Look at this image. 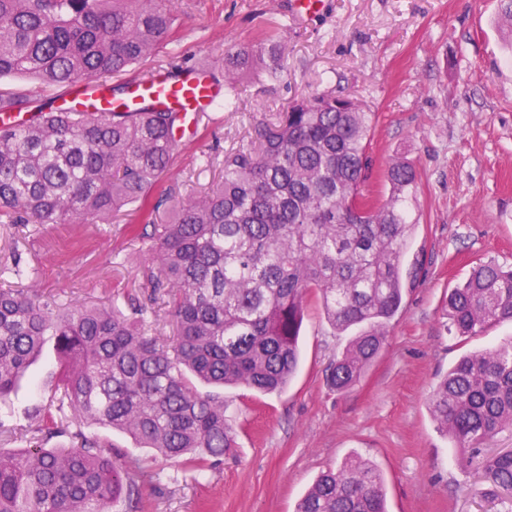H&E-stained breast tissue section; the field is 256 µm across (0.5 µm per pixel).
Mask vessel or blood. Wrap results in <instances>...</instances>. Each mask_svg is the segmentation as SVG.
Returning <instances> with one entry per match:
<instances>
[{"instance_id": "vessel-or-blood-1", "label": "vessel or blood", "mask_w": 512, "mask_h": 512, "mask_svg": "<svg viewBox=\"0 0 512 512\" xmlns=\"http://www.w3.org/2000/svg\"><path fill=\"white\" fill-rule=\"evenodd\" d=\"M224 101V89L198 71H186L183 77L171 78L166 71L155 72L152 80L131 84L121 97L110 96L100 81H85L76 93L60 96L56 105L62 109H82L93 104L101 114L135 111L153 106L185 112L188 121L198 113L215 112Z\"/></svg>"}]
</instances>
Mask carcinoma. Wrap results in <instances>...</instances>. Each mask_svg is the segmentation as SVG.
I'll return each instance as SVG.
<instances>
[{
  "instance_id": "cac0c4a2",
  "label": "carcinoma",
  "mask_w": 512,
  "mask_h": 512,
  "mask_svg": "<svg viewBox=\"0 0 512 512\" xmlns=\"http://www.w3.org/2000/svg\"><path fill=\"white\" fill-rule=\"evenodd\" d=\"M171 0H0V80L49 86L118 77L173 40ZM281 50L265 34L253 51L224 55V108L245 74ZM38 122L0 130V216L13 224H106L125 207L153 224L150 191L184 136L178 110L83 118L0 90ZM374 111L332 90L303 98L263 127L253 150L224 155L219 183L172 210L154 237L141 295L59 307L36 290L0 289V402L54 340L56 393L79 421L130 436L179 467L217 464L235 443L216 387L269 394L294 374L307 297L352 336L329 367L338 391L380 353L404 294L402 259L417 222L419 181L408 162L388 166L389 196L364 193ZM167 298L172 334L146 316ZM450 328L479 336L512 319V267L479 266L448 297ZM430 409L454 447L476 449L512 427V339L462 356L437 384ZM71 448L0 452V512L139 509L131 467L96 437ZM477 495L512 493V450L479 458ZM379 469L358 456L322 472L295 512H386Z\"/></svg>"
}]
</instances>
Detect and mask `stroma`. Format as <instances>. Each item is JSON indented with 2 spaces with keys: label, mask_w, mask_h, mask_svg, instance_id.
<instances>
[{
  "label": "stroma",
  "mask_w": 512,
  "mask_h": 512,
  "mask_svg": "<svg viewBox=\"0 0 512 512\" xmlns=\"http://www.w3.org/2000/svg\"><path fill=\"white\" fill-rule=\"evenodd\" d=\"M290 0H176L177 42L160 57L224 73V55L262 31L284 48L277 79H244L234 109L199 113L196 138L175 155L152 199L188 197L222 174L225 152L252 147L261 122L296 98L336 89L375 112L364 189L386 198L395 161L419 174L418 220L404 265L407 283L378 357L350 389L326 379L346 345L321 307L308 303L298 372L279 393L223 390L236 446L221 465L184 470L126 434L90 427L103 446L134 461L139 512H294L322 471L356 455L380 470L387 512H503L500 498L476 497L475 465L438 429L430 396L464 354L512 338V321L464 338L449 330L448 297L478 264L512 266V20L499 0H325L298 21ZM127 212L108 224H0V260L20 258L28 275L0 286L36 289L56 303L109 301L138 293L152 264L149 240L127 234ZM53 344L10 402L0 404V451L22 440L69 445L45 433L42 408L55 405Z\"/></svg>",
  "instance_id": "1"
}]
</instances>
